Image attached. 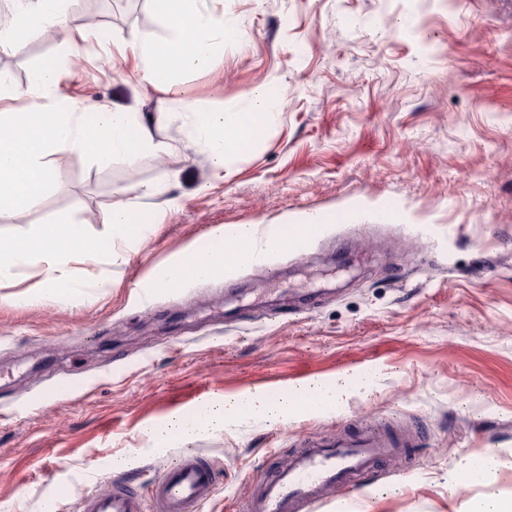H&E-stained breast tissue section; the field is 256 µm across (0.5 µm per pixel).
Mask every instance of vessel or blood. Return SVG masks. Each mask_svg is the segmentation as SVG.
<instances>
[{
	"label": "vessel or blood",
	"instance_id": "b4317fda",
	"mask_svg": "<svg viewBox=\"0 0 512 512\" xmlns=\"http://www.w3.org/2000/svg\"><path fill=\"white\" fill-rule=\"evenodd\" d=\"M409 441L400 432L361 427L332 440H307L258 493L247 512H309L336 487L358 488L356 479L378 461L399 458ZM216 477L205 459L184 457L149 489L141 492L125 476L112 480L106 493L86 497L84 512H144L146 498L155 499L163 512H199L215 493Z\"/></svg>",
	"mask_w": 512,
	"mask_h": 512
}]
</instances>
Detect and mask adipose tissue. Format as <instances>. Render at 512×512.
<instances>
[{"label":"adipose tissue","mask_w":512,"mask_h":512,"mask_svg":"<svg viewBox=\"0 0 512 512\" xmlns=\"http://www.w3.org/2000/svg\"><path fill=\"white\" fill-rule=\"evenodd\" d=\"M64 0H17L9 19L0 22V49L18 47L36 36L62 30ZM173 36L157 43L150 34H134L129 48L145 60L142 78L148 83L171 88L187 70L208 68L217 43L233 36V27L223 15L202 11L201 0H157ZM61 61L42 59L32 70L25 92H18L9 77L0 73V99L24 94L23 111L0 110V220L35 204L55 182L57 174L45 161L52 151L69 149L89 152L109 163L130 159L146 148L168 152L166 143H153L146 123L133 113L101 106L86 112L79 104L55 94ZM250 113L199 112L189 98L181 104L191 119V132L208 152L216 170H224L253 147L257 131L251 114L267 117L280 94L259 87L249 94ZM140 218L132 205L114 207L104 233L95 234L86 225L65 217L7 238L0 237V288L15 282L22 271L39 268L42 279L36 295L57 302L72 300L79 292L72 264L76 259L114 261L121 259L130 231ZM210 249L196 247L154 267L149 275L158 288H178L187 281H204L227 266L228 253L259 259L283 248L285 241L263 233L253 224H217L210 228ZM355 380L344 373L331 379L309 378L278 398L260 389L238 394H220L201 402L194 412L177 411L167 420L153 424L148 432L160 444L187 439L207 431H219L227 416L243 412L271 423L292 417L310 403L340 406L348 399Z\"/></svg>","instance_id":"1"}]
</instances>
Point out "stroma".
<instances>
[{"mask_svg": "<svg viewBox=\"0 0 512 512\" xmlns=\"http://www.w3.org/2000/svg\"><path fill=\"white\" fill-rule=\"evenodd\" d=\"M94 8L67 0L63 32L0 51V71L23 90L43 57H62L59 95L150 119L170 151L109 164L56 151L57 181L0 222L5 238L60 215L100 233L125 200L149 220L127 262L75 263L86 287L71 304L34 298L31 270L0 302V505L83 512L135 448V483L192 452L220 480L200 512H241L306 440L390 421L412 431L406 453L311 512H461L483 491L449 494L463 458L512 459V0H203L236 42L174 91L141 80L126 47L135 32L171 38L155 0H112L98 27L83 20ZM265 85L283 94L271 120L215 173L180 95L244 112ZM316 215L329 223L307 249L143 285L213 225L277 233ZM365 367L373 385L336 409L231 416L163 447L146 430L204 395Z\"/></svg>", "mask_w": 512, "mask_h": 512, "instance_id": "stroma-1", "label": "stroma"}]
</instances>
